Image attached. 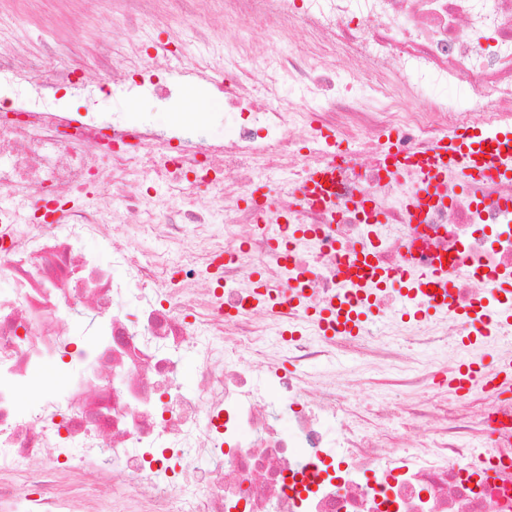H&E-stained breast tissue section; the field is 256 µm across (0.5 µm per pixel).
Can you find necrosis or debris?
I'll use <instances>...</instances> for the list:
<instances>
[{
    "mask_svg": "<svg viewBox=\"0 0 512 512\" xmlns=\"http://www.w3.org/2000/svg\"><path fill=\"white\" fill-rule=\"evenodd\" d=\"M218 2L224 39L199 0H98L121 36L87 54H21L0 13V512H512V384L485 363L512 362V182L449 179L416 211L419 173L385 162L512 129V0ZM188 40L185 79L221 72L223 143L203 112L171 131L100 112L171 98ZM322 164L325 203L303 193ZM361 250L447 260V312L410 316L373 278L384 320L325 335L312 311ZM343 353L365 377L308 372ZM451 360L484 367L464 394L434 388Z\"/></svg>",
    "mask_w": 512,
    "mask_h": 512,
    "instance_id": "necrosis-or-debris-1",
    "label": "necrosis or debris"
}]
</instances>
